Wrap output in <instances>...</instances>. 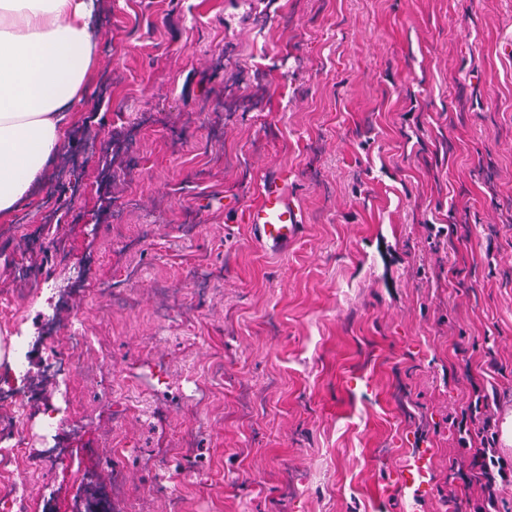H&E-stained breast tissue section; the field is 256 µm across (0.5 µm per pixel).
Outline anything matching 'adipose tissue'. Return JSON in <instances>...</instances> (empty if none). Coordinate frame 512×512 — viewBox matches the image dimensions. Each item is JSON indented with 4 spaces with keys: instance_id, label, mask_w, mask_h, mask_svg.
<instances>
[{
    "instance_id": "adipose-tissue-1",
    "label": "adipose tissue",
    "mask_w": 512,
    "mask_h": 512,
    "mask_svg": "<svg viewBox=\"0 0 512 512\" xmlns=\"http://www.w3.org/2000/svg\"><path fill=\"white\" fill-rule=\"evenodd\" d=\"M96 0H0V222L58 152L98 66Z\"/></svg>"
}]
</instances>
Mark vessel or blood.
Here are the masks:
<instances>
[{
  "mask_svg": "<svg viewBox=\"0 0 512 512\" xmlns=\"http://www.w3.org/2000/svg\"><path fill=\"white\" fill-rule=\"evenodd\" d=\"M241 218L251 225L258 243L272 254L285 250L299 235L302 215L283 172L273 171L264 177L258 202L247 206Z\"/></svg>",
  "mask_w": 512,
  "mask_h": 512,
  "instance_id": "1",
  "label": "vessel or blood"
}]
</instances>
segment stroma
<instances>
[{"mask_svg": "<svg viewBox=\"0 0 512 512\" xmlns=\"http://www.w3.org/2000/svg\"><path fill=\"white\" fill-rule=\"evenodd\" d=\"M97 24L81 118L0 223V289L58 280L99 370L62 384L31 512H168L159 475L183 512H473L487 460L512 475V0H102ZM274 169L304 215L281 254L224 207ZM216 349L234 390L200 404ZM188 428L197 475L141 469Z\"/></svg>", "mask_w": 512, "mask_h": 512, "instance_id": "obj_1", "label": "stroma"}]
</instances>
